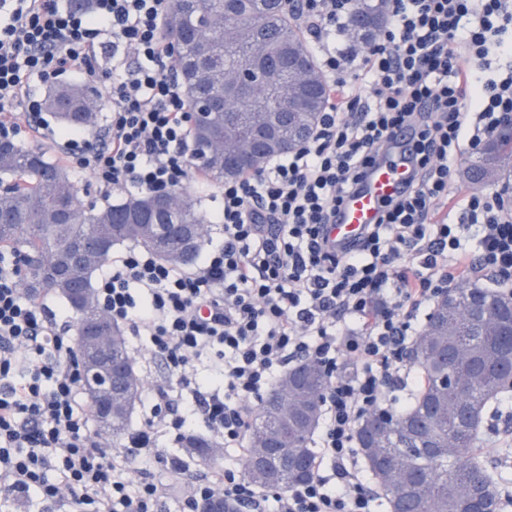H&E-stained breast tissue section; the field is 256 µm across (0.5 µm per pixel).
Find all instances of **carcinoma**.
<instances>
[{
    "label": "carcinoma",
    "instance_id": "carcinoma-1",
    "mask_svg": "<svg viewBox=\"0 0 512 512\" xmlns=\"http://www.w3.org/2000/svg\"><path fill=\"white\" fill-rule=\"evenodd\" d=\"M367 18L380 27L387 21V0H353L351 15ZM180 29L183 41L175 59L176 72L196 98H209L223 91L221 76L226 71L247 70L257 53L268 66L262 74L271 95L263 108L288 113L287 124L313 130L328 103L329 87L298 19L279 11L276 0H166L163 34ZM302 83L311 110L288 111L282 99L288 86ZM95 92L83 85L62 84L49 97V106L66 128L95 130ZM244 143L254 145L258 159L238 165L234 154ZM286 148L265 138L255 122L240 132L224 136V115L213 112L191 128L193 172L210 182L257 171L265 161ZM460 175L474 188L496 185L512 177V135L496 134L461 169ZM187 224L194 227V244L185 258L172 242L164 251L161 225ZM204 217L192 205L157 209L151 194H126L103 206L78 203L76 180L70 171L48 153L27 148L5 137L0 140V249H8L23 263L28 296L38 298L50 291L58 295L75 319L81 334L84 320L101 315L93 277L111 258L112 249L133 242L157 260L187 266L200 255ZM95 234L109 240V252L92 254L69 267L66 275L46 287L50 260L63 253L75 238ZM453 301L436 300L433 310L413 345L412 363L422 384L409 407L392 417L389 436L380 447L358 424L356 442L365 467L384 497L389 512H468L480 465L477 448L484 415L496 403L512 374L511 290L482 289L479 297L488 303L492 320L471 317L465 310L466 288L455 289ZM110 360L134 369L124 330L111 324ZM298 375L302 382L288 391L280 385L262 401L248 431L249 452L242 463L245 478L261 488L288 489L306 483L312 476V437L321 420L320 399L328 376L312 363L291 368L284 377ZM140 400V390L112 416L101 430L121 438L129 431ZM288 443V452L301 461V472L292 473L278 454L262 463L254 461L257 448ZM191 458L212 468L222 467L215 443L190 434L180 441Z\"/></svg>",
    "mask_w": 512,
    "mask_h": 512
}]
</instances>
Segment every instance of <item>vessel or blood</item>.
I'll use <instances>...</instances> for the list:
<instances>
[{
	"label": "vessel or blood",
	"mask_w": 512,
	"mask_h": 512,
	"mask_svg": "<svg viewBox=\"0 0 512 512\" xmlns=\"http://www.w3.org/2000/svg\"><path fill=\"white\" fill-rule=\"evenodd\" d=\"M411 137L409 129L396 131L388 155L378 160L360 187L339 208L335 224L329 227L330 237L338 247L355 244L364 226L375 223L384 204L405 189L411 176L406 161Z\"/></svg>",
	"instance_id": "1"
}]
</instances>
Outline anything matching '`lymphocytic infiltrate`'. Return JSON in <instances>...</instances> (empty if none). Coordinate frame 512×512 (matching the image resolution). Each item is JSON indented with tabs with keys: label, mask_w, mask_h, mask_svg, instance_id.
Here are the masks:
<instances>
[{
	"label": "lymphocytic infiltrate",
	"mask_w": 512,
	"mask_h": 512,
	"mask_svg": "<svg viewBox=\"0 0 512 512\" xmlns=\"http://www.w3.org/2000/svg\"><path fill=\"white\" fill-rule=\"evenodd\" d=\"M299 2L332 89L313 137L221 185L224 237L193 268L132 250L96 292L100 309L147 337L166 370L131 438L136 457L90 430L65 321L0 264V502L34 493L45 503L68 498L73 512H160L173 486L146 472L169 462L155 441L184 426V392L201 396L198 420L243 457L255 409L288 365L305 360L329 376L311 479L263 491L227 467L190 477V492L233 497L247 512H374L355 432L367 413H397L396 392L415 396L406 352L420 312L478 270L512 284L503 193L461 199L455 221L439 213L458 160L512 114V73L485 74L487 45L512 54L499 38L512 0H389L387 28L362 51L329 47L346 30L350 0ZM164 4L86 0L77 10L67 0H0V136L41 124L31 75L90 73L104 44L128 48L138 65L97 89L109 110L103 135L51 137L102 195L181 188L190 115L162 33ZM402 127L415 132L412 180L357 246L336 250L329 224Z\"/></svg>",
	"instance_id": "1"
}]
</instances>
